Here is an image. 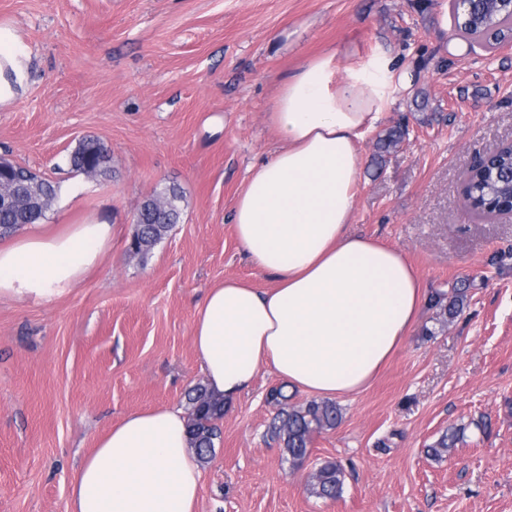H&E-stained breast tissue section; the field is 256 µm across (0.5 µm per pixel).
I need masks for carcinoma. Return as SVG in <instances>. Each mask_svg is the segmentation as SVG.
Here are the masks:
<instances>
[{
  "instance_id": "obj_1",
  "label": "carcinoma",
  "mask_w": 512,
  "mask_h": 512,
  "mask_svg": "<svg viewBox=\"0 0 512 512\" xmlns=\"http://www.w3.org/2000/svg\"><path fill=\"white\" fill-rule=\"evenodd\" d=\"M455 28L463 36L482 40L493 47L492 38L512 31V14L501 0H465L462 9L453 12ZM409 135L405 126H397L377 137V149L381 153L390 151ZM104 145L87 140L75 149L72 166L81 171L83 158L90 151H102ZM465 197L471 207L479 212L501 213L512 208V147L505 146L481 159L471 169L465 188ZM181 195L172 190L169 198V214L166 224H145L136 230L134 239L144 241L140 253L145 254L158 243L171 225L178 223L181 211L177 202ZM467 298V288L459 287L447 297L439 294L432 298V306L440 309L444 321H452L462 311ZM269 399L278 406L275 417L268 427L272 439L276 440L288 455L292 466H301L309 455L312 435L321 430L332 429L341 417L340 408L334 402L311 400L303 405H291L292 395L286 386L270 390ZM190 407L189 432L203 462L209 461L214 451L215 440L220 437L219 422L224 418V402L209 393L203 384L196 385L188 394ZM458 434L448 431L442 434L429 448L427 455L440 459L456 446ZM344 471L335 462L319 465L318 476L309 482V492L319 499L335 500L343 493Z\"/></svg>"
}]
</instances>
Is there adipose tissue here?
I'll return each mask as SVG.
<instances>
[{"instance_id": "ef3b65f1", "label": "adipose tissue", "mask_w": 512, "mask_h": 512, "mask_svg": "<svg viewBox=\"0 0 512 512\" xmlns=\"http://www.w3.org/2000/svg\"><path fill=\"white\" fill-rule=\"evenodd\" d=\"M326 53L280 74L268 115L282 147L252 168L233 213L250 263L271 273L259 290L228 278L195 311L192 345L215 395L230 400L262 369L324 398L360 392L411 334L424 291L400 250L351 233L360 144L412 83L390 55L336 77ZM29 53L0 26V111L26 89ZM112 226L92 215L38 225L0 243V301L53 299L107 256ZM181 408L126 415L82 457L66 512H195L201 462Z\"/></svg>"}]
</instances>
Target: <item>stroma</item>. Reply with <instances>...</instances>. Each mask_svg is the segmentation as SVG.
Here are the masks:
<instances>
[{
	"label": "stroma",
	"instance_id": "obj_1",
	"mask_svg": "<svg viewBox=\"0 0 512 512\" xmlns=\"http://www.w3.org/2000/svg\"><path fill=\"white\" fill-rule=\"evenodd\" d=\"M449 0H0V25L32 54L24 94L0 112V156L56 186L44 218L95 214L112 226L103 263L65 296L0 301V512H65L96 438L127 414L186 407L204 377L193 319L208 288L272 278L245 257L233 209L250 166L282 143L268 114L279 72L325 52L338 69L390 54L417 74L379 131L409 135L363 156L352 232L400 249L427 294L471 284L451 323L423 306L378 377L337 398L342 420L313 434L291 467L268 434L277 378L261 372L224 409L202 467L196 512H512V214L471 210V166L512 141V45L460 39ZM86 138L111 152L109 176L76 172ZM177 188L179 224L146 256L128 253L135 214ZM508 253L505 266L489 265ZM460 439L426 455L447 429ZM334 461L343 494L307 491Z\"/></svg>",
	"mask_w": 512,
	"mask_h": 512
}]
</instances>
